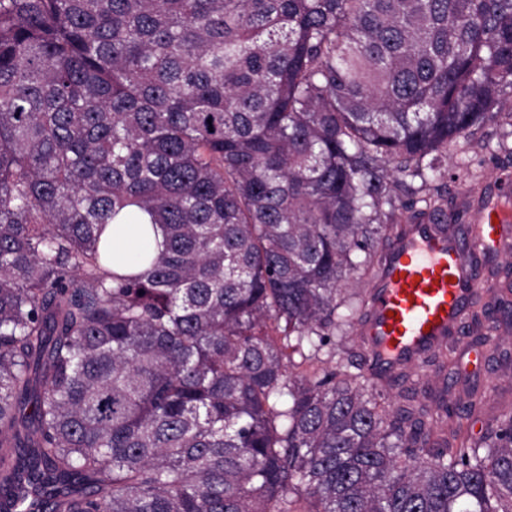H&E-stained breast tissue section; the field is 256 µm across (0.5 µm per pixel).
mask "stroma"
Returning a JSON list of instances; mask_svg holds the SVG:
<instances>
[{"instance_id":"obj_1","label":"stroma","mask_w":512,"mask_h":512,"mask_svg":"<svg viewBox=\"0 0 512 512\" xmlns=\"http://www.w3.org/2000/svg\"><path fill=\"white\" fill-rule=\"evenodd\" d=\"M512 179V103L504 104L495 121L473 137L460 140L448 152V174L441 190L443 218L454 227V234L467 239L480 217L495 208L512 215V194L503 189L505 179ZM505 252L481 253L474 267L482 283V301L498 299L501 311L493 319L482 320L462 334L453 335L455 344L452 368L455 378L446 382L434 377L429 369L419 372L426 390L423 400L436 405L442 396L475 388L482 399L485 419H492L504 407L512 405V226L503 233ZM490 335L505 357H493L480 343Z\"/></svg>"}]
</instances>
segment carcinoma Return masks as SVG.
<instances>
[{
	"mask_svg": "<svg viewBox=\"0 0 512 512\" xmlns=\"http://www.w3.org/2000/svg\"><path fill=\"white\" fill-rule=\"evenodd\" d=\"M508 93L512 0H0V512H512V407L339 313ZM105 236L112 240V251L120 256L115 261L113 269L135 267L139 255L143 251L156 254L161 249L163 241L160 230L153 232L150 224H109ZM139 226H149L147 234L139 233ZM112 229V233H111Z\"/></svg>",
	"mask_w": 512,
	"mask_h": 512,
	"instance_id": "cac0c4a2",
	"label": "carcinoma"
}]
</instances>
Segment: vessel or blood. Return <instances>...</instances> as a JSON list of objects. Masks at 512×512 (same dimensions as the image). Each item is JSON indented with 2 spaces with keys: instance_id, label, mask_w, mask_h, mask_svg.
Segmentation results:
<instances>
[{
  "instance_id": "1",
  "label": "vessel or blood",
  "mask_w": 512,
  "mask_h": 512,
  "mask_svg": "<svg viewBox=\"0 0 512 512\" xmlns=\"http://www.w3.org/2000/svg\"><path fill=\"white\" fill-rule=\"evenodd\" d=\"M507 220L490 211L466 244L432 224H405L392 234L360 324L383 360L416 356L447 335L476 288L473 251L497 246Z\"/></svg>"
}]
</instances>
